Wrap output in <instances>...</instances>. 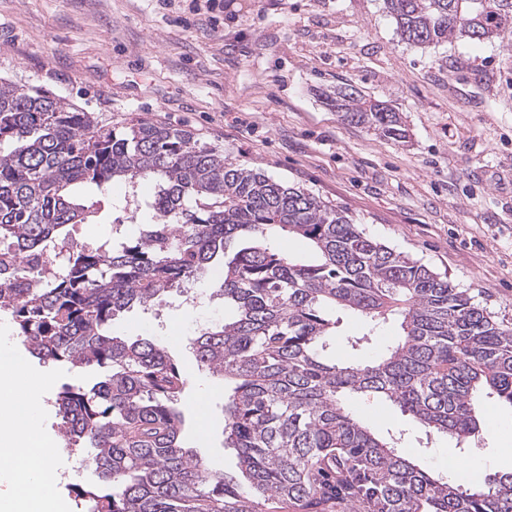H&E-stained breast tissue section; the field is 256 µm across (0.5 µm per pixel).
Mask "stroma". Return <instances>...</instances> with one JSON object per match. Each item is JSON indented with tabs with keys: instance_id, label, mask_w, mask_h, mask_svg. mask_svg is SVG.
Wrapping results in <instances>:
<instances>
[{
	"instance_id": "obj_1",
	"label": "stroma",
	"mask_w": 512,
	"mask_h": 512,
	"mask_svg": "<svg viewBox=\"0 0 512 512\" xmlns=\"http://www.w3.org/2000/svg\"><path fill=\"white\" fill-rule=\"evenodd\" d=\"M0 78L39 87L115 130L143 121L183 129L233 162L343 209L366 235L410 255L512 326V45L402 41L384 0H0ZM353 88L402 116L406 141L343 120L330 101ZM217 275L159 311L136 307L114 334L162 343L187 385L183 436L210 468L229 470L224 381L198 368L189 343L223 319ZM351 405L391 429L419 465L456 480L455 453L472 477L512 470V405L478 403V436L460 444L425 435L376 394ZM56 494L92 485L79 452L59 449Z\"/></svg>"
}]
</instances>
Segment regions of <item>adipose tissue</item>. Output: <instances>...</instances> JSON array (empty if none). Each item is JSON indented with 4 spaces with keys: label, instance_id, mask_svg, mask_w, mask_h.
<instances>
[{
    "label": "adipose tissue",
    "instance_id": "1",
    "mask_svg": "<svg viewBox=\"0 0 512 512\" xmlns=\"http://www.w3.org/2000/svg\"><path fill=\"white\" fill-rule=\"evenodd\" d=\"M54 379L25 369L12 351L0 352V405L24 404L25 416L0 413V481L11 486L0 496V512H64L54 490L61 480L56 447L39 425L37 409Z\"/></svg>",
    "mask_w": 512,
    "mask_h": 512
}]
</instances>
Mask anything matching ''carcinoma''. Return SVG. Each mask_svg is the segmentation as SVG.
I'll use <instances>...</instances> for the list:
<instances>
[{
	"label": "carcinoma",
	"mask_w": 512,
	"mask_h": 512,
	"mask_svg": "<svg viewBox=\"0 0 512 512\" xmlns=\"http://www.w3.org/2000/svg\"><path fill=\"white\" fill-rule=\"evenodd\" d=\"M401 39L421 47L512 33V0H385ZM345 120L402 139L399 113L336 92ZM149 180L139 236L96 247L70 227L96 224L111 186ZM306 242L313 259L274 246ZM219 271L234 315L201 328L199 366L224 378V447L214 471L184 444L186 380L166 348L112 333L117 315L161 307L173 290ZM365 332L399 322L368 361L337 355L336 312ZM0 315L31 357L106 368L91 388L66 383L54 407L67 445L105 492L77 487L87 512H512V472L456 485L415 464L398 439L350 406L373 392L429 434L464 441L480 429L475 398L512 406V328L419 261L369 238L320 197L242 168L184 130L138 123L116 132L37 87L0 81Z\"/></svg>",
	"instance_id": "obj_1"
}]
</instances>
